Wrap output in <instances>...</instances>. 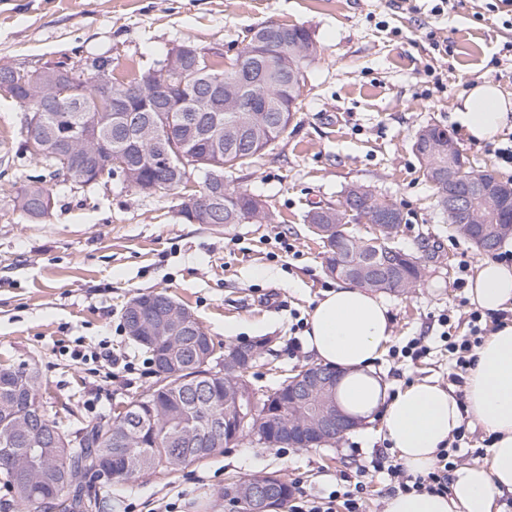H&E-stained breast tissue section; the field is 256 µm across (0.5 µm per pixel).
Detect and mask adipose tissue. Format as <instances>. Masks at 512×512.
Segmentation results:
<instances>
[{
  "label": "adipose tissue",
  "instance_id": "obj_1",
  "mask_svg": "<svg viewBox=\"0 0 512 512\" xmlns=\"http://www.w3.org/2000/svg\"><path fill=\"white\" fill-rule=\"evenodd\" d=\"M455 120L475 142L494 141L512 121V100L492 81L475 82L455 112ZM471 304L482 312L512 309V265L483 259L468 286ZM393 338L389 307L378 295L348 281L336 284L314 306L304 344L314 359L339 374L337 399L361 420L382 412L386 438L411 473L432 469L465 419L492 434L487 460L452 475L448 494L409 493L388 498L385 512H493L512 494V323L486 336L457 399L429 379L389 394L374 362Z\"/></svg>",
  "mask_w": 512,
  "mask_h": 512
}]
</instances>
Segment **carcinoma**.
<instances>
[{"instance_id": "cac0c4a2", "label": "carcinoma", "mask_w": 512, "mask_h": 512, "mask_svg": "<svg viewBox=\"0 0 512 512\" xmlns=\"http://www.w3.org/2000/svg\"><path fill=\"white\" fill-rule=\"evenodd\" d=\"M264 27L259 24L249 29L247 44L255 41L263 43L266 51L280 53V36L288 37V42L297 45L289 56L281 58L284 67L295 74L293 85L288 78L279 77L271 82L272 99L268 107L255 112H204L202 118L210 123L212 142L203 146L199 143L197 129L183 123L179 112H155L149 106L150 99L160 83L165 81L163 68L135 75H117L112 68V59H99L92 63L89 77L80 80L81 93L72 99L56 97L55 87L43 85L44 96L53 101L52 107L40 113L41 122L36 132L25 130L22 141V154L42 164L49 170V176L37 175L27 178L10 199L8 208L32 223L40 222L39 198L45 193H54L49 181L59 182L57 174L62 165L63 151L61 133L66 126L58 122V117L67 115L78 125L98 111L97 99L104 90L119 95L126 90L140 89L142 94L131 97L119 121H136L146 115L154 117L161 124L172 128V164L176 170L170 172L157 191H175L178 203L187 197L204 195L207 184L198 189L189 185L186 173H218L220 175L243 167H248L257 159L273 150L288 135L292 112L296 111L302 95L305 75L317 57L320 47L311 32L304 26L278 25V34L263 36ZM234 56L229 61L224 57L199 61L200 74L191 72L193 60L184 59L181 67L187 71L184 76L185 89L172 88L173 95L182 107L189 108L199 96L208 93L211 75L231 76L236 70ZM28 72L18 70L10 85H0V97L10 98L25 110L34 108L27 100L25 85ZM97 134L110 141L112 159L120 162L108 168L104 180H115L139 190V185L149 184L153 173L148 167L153 150L144 143L135 148L125 141L123 131L115 124L108 123L98 128ZM448 132L436 125L421 128L415 135L413 147L421 150L427 142L445 143ZM424 172L436 191L437 205L443 214H448V199L435 177L431 176L433 162L424 161ZM357 198V208L373 214L395 203L381 198L369 186L351 185L344 191V199L351 202ZM256 213L262 219L271 217L266 203L257 196L235 190L231 200L224 202V209L218 216L220 224H243ZM305 220L310 224L322 225L317 238L323 245L326 255V271L333 274L337 262L350 256L343 248L346 238H355L349 221H340L334 214H326L313 208L307 212ZM358 241L363 247L373 250H390L392 259L398 266L397 275L388 280L386 289L391 292H404L409 285L422 277V261L415 257L410 263L403 258L404 250L399 247L391 234L383 227H375L367 237ZM150 302L151 310H167L172 306L184 307L164 292H150L138 295ZM150 353L158 378L139 395L125 403L115 415L75 432H65L50 418L42 401V381L37 367L24 360L19 364H0V449L7 448L15 456L30 460L29 472H18L9 459L0 454V478L9 487L14 501L24 512H99L98 496L84 492L77 483L80 477L94 481L104 470L112 478L132 481L173 471L179 466L201 460L209 455L203 447L188 448L180 443V433L186 428L203 426L210 416L236 417L235 403L227 398L242 378L250 375L221 373L213 370L208 355L223 354L222 346L209 340L195 353V335L184 337L183 342L168 347L169 360L160 363L155 349L144 346ZM278 423L264 416V407L255 405L246 426L245 436L256 434L259 438L272 442Z\"/></svg>"}]
</instances>
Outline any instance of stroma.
Listing matches in <instances>:
<instances>
[{
	"label": "stroma",
	"mask_w": 512,
	"mask_h": 512,
	"mask_svg": "<svg viewBox=\"0 0 512 512\" xmlns=\"http://www.w3.org/2000/svg\"><path fill=\"white\" fill-rule=\"evenodd\" d=\"M489 2L455 0L436 15L432 0H0V64L24 70L66 61L81 71L110 57L146 71L187 42L229 58L247 28L270 21L310 29L322 48L287 138L224 177L229 188L268 201L269 224H191L178 216L172 193L142 194L116 181L57 184L51 216L26 222L8 202L40 166L21 155L26 112L0 98V362L36 363L43 400L65 431L111 417L156 379L148 353L125 333L123 308L162 291L187 304L214 341L261 343L253 384L270 392L313 365L296 323L334 283L304 215L363 184L400 207L398 241L425 259L415 288L381 293L393 339L377 366L396 390L429 379L463 394L437 319L464 313L458 265L478 267L484 255L437 210L413 142L424 126L445 128L473 165L493 166L512 182L494 144L473 142L454 120L476 80L491 79L512 98V29ZM422 336L427 358L394 356ZM80 342L107 344L134 371L118 368L103 381L73 358ZM389 447L377 419L322 448H266L246 437L169 474L113 482L102 512H225L226 481L265 472L323 495L358 465L367 468L363 512H384L388 481L369 463Z\"/></svg>",
	"instance_id": "35a3bbf8"
}]
</instances>
